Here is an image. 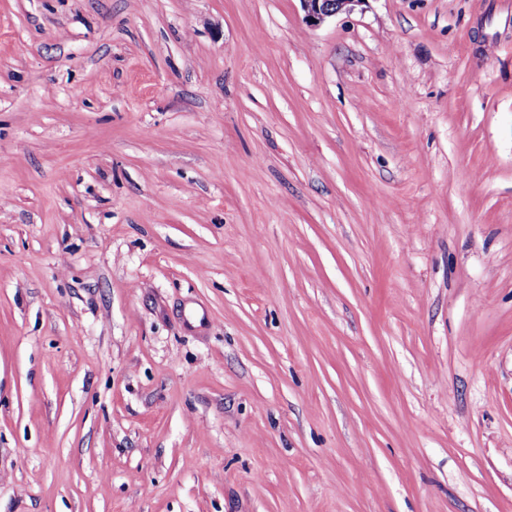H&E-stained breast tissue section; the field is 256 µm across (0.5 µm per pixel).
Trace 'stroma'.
Returning <instances> with one entry per match:
<instances>
[{
    "label": "stroma",
    "instance_id": "stroma-1",
    "mask_svg": "<svg viewBox=\"0 0 512 512\" xmlns=\"http://www.w3.org/2000/svg\"><path fill=\"white\" fill-rule=\"evenodd\" d=\"M0 512H512V0H0ZM307 21L318 25L342 11L350 12L365 0H300Z\"/></svg>",
    "mask_w": 512,
    "mask_h": 512
}]
</instances>
